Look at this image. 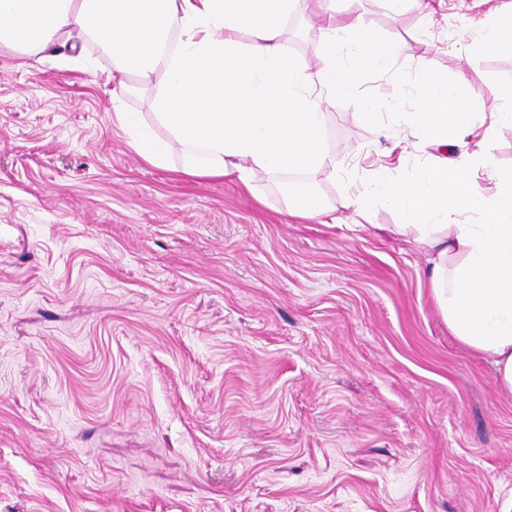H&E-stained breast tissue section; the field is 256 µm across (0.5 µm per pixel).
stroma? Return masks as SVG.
<instances>
[{"instance_id": "1", "label": "stroma", "mask_w": 512, "mask_h": 512, "mask_svg": "<svg viewBox=\"0 0 512 512\" xmlns=\"http://www.w3.org/2000/svg\"><path fill=\"white\" fill-rule=\"evenodd\" d=\"M429 2L314 0L289 21L314 72L331 16L404 51L319 91L323 166L255 169L249 191L182 174L177 145L144 162L113 98L170 133L93 39L0 46V512H512V395L450 335L430 250L375 201L338 224L287 212L298 181L336 205L444 155L489 193L512 168L493 119L512 51L482 47L504 0ZM426 71L470 94L464 146L400 119Z\"/></svg>"}]
</instances>
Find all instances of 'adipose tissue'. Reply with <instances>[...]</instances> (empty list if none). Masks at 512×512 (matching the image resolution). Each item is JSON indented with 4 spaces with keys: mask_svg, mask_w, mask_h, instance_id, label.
Returning <instances> with one entry per match:
<instances>
[{
    "mask_svg": "<svg viewBox=\"0 0 512 512\" xmlns=\"http://www.w3.org/2000/svg\"><path fill=\"white\" fill-rule=\"evenodd\" d=\"M301 0H0V45L36 56L79 29L112 57V76H136L154 89L157 119L171 141L155 138L131 113L113 116L147 163L165 165L172 143L184 148L181 171L236 175L250 186L254 168L270 173L321 167L324 115L310 90L347 95L365 71L388 72L402 52L358 20L328 23L320 37L330 67L310 72L289 54L283 25ZM251 32L250 43L238 36ZM419 138L457 145L472 119L458 85L425 73L421 105L407 113ZM486 195L465 164L442 159L415 176L373 183L343 208L374 198L397 209L406 228L435 253L434 299L455 340L491 359L512 394V170L494 175ZM480 215L477 224L461 216Z\"/></svg>",
    "mask_w": 512,
    "mask_h": 512,
    "instance_id": "adipose-tissue-1",
    "label": "adipose tissue"
}]
</instances>
